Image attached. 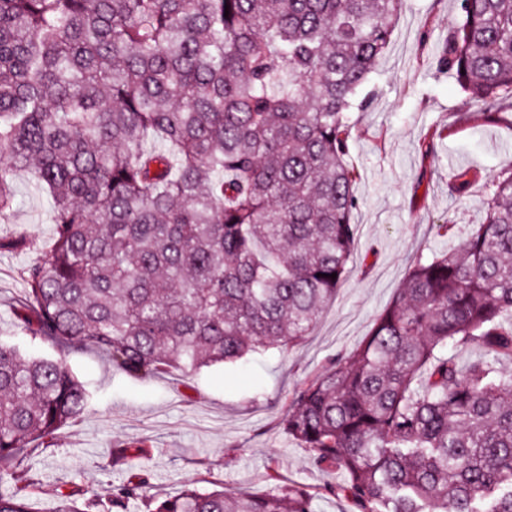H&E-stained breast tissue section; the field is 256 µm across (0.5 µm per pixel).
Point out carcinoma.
Instances as JSON below:
<instances>
[{
  "mask_svg": "<svg viewBox=\"0 0 512 512\" xmlns=\"http://www.w3.org/2000/svg\"><path fill=\"white\" fill-rule=\"evenodd\" d=\"M438 68L480 109L512 105V0H458ZM402 0H0V217L14 170L48 194L52 243L25 269L0 342V468L86 409L61 353L131 376L187 373L296 344L336 296L356 241L350 113ZM484 223L419 261L364 342L306 383L284 420L357 512H512V166ZM337 277L332 279L330 274ZM478 346L462 368L448 347ZM147 439L118 448L131 469ZM202 491L147 500L135 473L102 499L13 475L0 512H315V496Z\"/></svg>",
  "mask_w": 512,
  "mask_h": 512,
  "instance_id": "carcinoma-1",
  "label": "carcinoma"
}]
</instances>
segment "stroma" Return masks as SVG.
<instances>
[{
  "mask_svg": "<svg viewBox=\"0 0 512 512\" xmlns=\"http://www.w3.org/2000/svg\"><path fill=\"white\" fill-rule=\"evenodd\" d=\"M459 18L457 0H404L391 42L376 73L363 87L366 100L353 110L349 160L356 171L359 206L351 271L300 344L254 353L233 364L193 374L168 369L132 377L92 347L69 348L70 372L92 393L77 419L53 437L31 443L19 471L44 488L79 483L100 497L132 475L113 463L112 452L141 438L153 446L144 461L145 496H177L186 485L232 493H266L269 469L315 497L316 512H356L344 495L331 492L333 472L316 467L308 451L283 428L296 392L331 358L353 352L420 260L452 249L482 223L486 188L468 197L448 193L451 166L496 173L512 164V121L470 133L463 118L476 111L436 57ZM452 125L455 136L425 148L424 135ZM19 208L0 219V339L34 353L50 352L18 325L15 307L25 296L23 272L32 246L55 231L46 195L30 173L12 175ZM450 224L451 235L438 227Z\"/></svg>",
  "mask_w": 512,
  "mask_h": 512,
  "instance_id": "stroma-1",
  "label": "stroma"
}]
</instances>
